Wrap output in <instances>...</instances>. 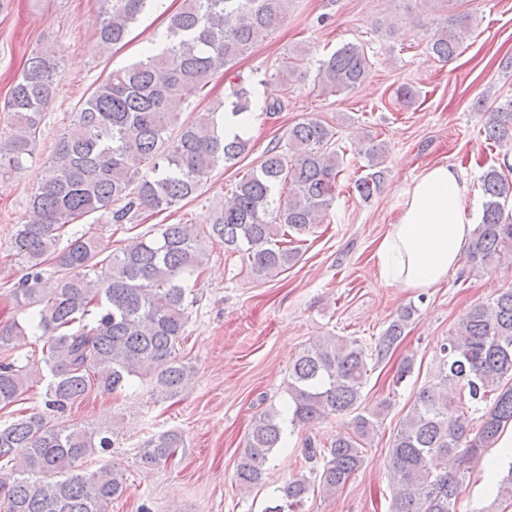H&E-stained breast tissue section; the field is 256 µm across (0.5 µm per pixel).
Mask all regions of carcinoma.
I'll use <instances>...</instances> for the list:
<instances>
[{
    "label": "carcinoma",
    "mask_w": 512,
    "mask_h": 512,
    "mask_svg": "<svg viewBox=\"0 0 512 512\" xmlns=\"http://www.w3.org/2000/svg\"><path fill=\"white\" fill-rule=\"evenodd\" d=\"M96 47L125 40L148 0H103ZM289 0H183L170 18L166 46L109 73L81 103L71 127L56 143L47 173L31 198L36 220L18 224L16 256L25 273L10 291L15 306L33 310L45 338L44 366L0 361V410L11 407L32 382L45 381L44 410L0 425V512H106L127 490L123 471H95L82 461L113 445L112 437L62 418L89 393L113 394L133 379L162 395L178 393L192 376L179 356L189 322L186 278L203 265L200 236L190 224H161L133 237L120 253L95 235L58 248L62 229L105 211L109 223L127 224L142 210L158 212L193 197L221 163L238 159L248 140L224 138V116L212 110L179 123L185 96L228 70L288 17ZM468 15H451L430 41L441 62L456 55ZM58 64L28 59L6 103L8 131L0 134V172L23 169L36 145L55 93ZM372 69L364 47L345 44L315 62L302 53L284 58L277 75L285 88L308 79L324 90L350 91ZM231 113L252 110L251 95L231 88ZM177 132H172V129ZM486 139L512 148V99L492 110ZM336 133L310 117L290 127L258 166L236 183L205 237L238 256L248 274L266 280L298 257L288 238L308 233L327 217L342 172ZM369 173L355 184L363 198L384 181V150L374 139L359 150ZM484 197L466 255L471 271H485L512 255V180L492 167L481 176ZM54 272L45 276L44 265ZM413 314L405 308L375 345L328 336L304 349L288 373V422L304 427L331 415H353L348 432L325 442L302 441L298 472L264 512H302L311 488L334 494L364 467L365 448L384 405H364L369 361L397 344ZM27 328L14 320L0 328V348ZM480 414L478 428L472 415ZM265 410L255 418L235 477L248 490L265 483L266 465L281 447L284 422ZM512 426V288L475 304L440 348L436 372L417 393L391 444L390 512H456L462 479L445 471L447 456L478 457ZM184 447L174 430L145 440L141 461L155 464Z\"/></svg>",
    "instance_id": "obj_1"
}]
</instances>
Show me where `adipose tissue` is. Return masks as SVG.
<instances>
[{
	"label": "adipose tissue",
	"mask_w": 512,
	"mask_h": 512,
	"mask_svg": "<svg viewBox=\"0 0 512 512\" xmlns=\"http://www.w3.org/2000/svg\"><path fill=\"white\" fill-rule=\"evenodd\" d=\"M467 181L464 168L441 162L406 187L405 207L376 252L383 284L425 291L460 266L474 230L466 216Z\"/></svg>",
	"instance_id": "ef3b65f1"
}]
</instances>
